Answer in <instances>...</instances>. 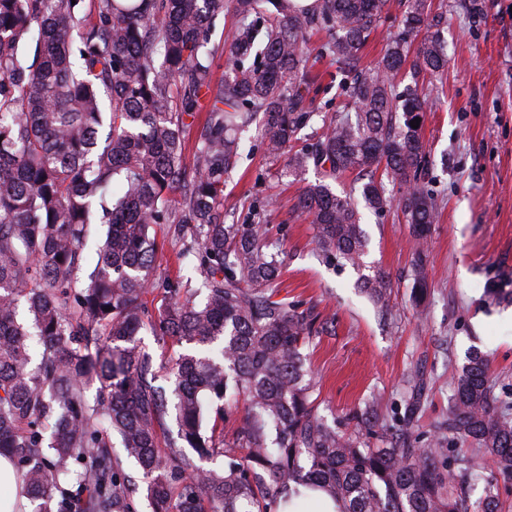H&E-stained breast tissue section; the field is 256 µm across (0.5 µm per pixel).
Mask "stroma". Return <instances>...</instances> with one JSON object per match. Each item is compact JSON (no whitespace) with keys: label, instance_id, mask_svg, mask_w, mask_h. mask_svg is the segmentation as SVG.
Wrapping results in <instances>:
<instances>
[{"label":"stroma","instance_id":"1","mask_svg":"<svg viewBox=\"0 0 512 512\" xmlns=\"http://www.w3.org/2000/svg\"><path fill=\"white\" fill-rule=\"evenodd\" d=\"M433 4L448 15V71L423 80L436 103L423 115L428 154L421 181L439 214L428 238L422 306L413 304L409 227L396 208L364 210L368 246L357 268L316 256L311 220L295 210L303 182H279L280 164L266 157L260 141L245 140L224 191V208L240 224L251 223L252 205L276 198L266 222L282 240L286 261L274 291L333 321L307 350L320 413L340 419L374 395L385 414L400 411L407 372L420 367L426 378L417 422L422 448L448 411L470 349L489 356L496 394L512 396V297L486 293L495 283L512 290V0ZM348 101L340 79L324 78L312 93L314 117L302 143ZM157 241V280H197L194 263L177 258L182 240L162 227ZM377 270L389 277V318L360 289L362 277Z\"/></svg>","mask_w":512,"mask_h":512}]
</instances>
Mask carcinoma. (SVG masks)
Wrapping results in <instances>:
<instances>
[{
  "instance_id": "1",
  "label": "carcinoma",
  "mask_w": 512,
  "mask_h": 512,
  "mask_svg": "<svg viewBox=\"0 0 512 512\" xmlns=\"http://www.w3.org/2000/svg\"><path fill=\"white\" fill-rule=\"evenodd\" d=\"M393 7L403 30L361 67ZM225 14L235 29L216 45L210 31ZM442 19L427 0H0V456L30 512H305L310 491L337 512H496L498 477H512V400L495 395L488 356L468 352L432 448L414 445L417 369L404 412L387 416L372 400L328 421L302 350L329 319L275 298L283 244L262 224L274 201L252 224L224 212L238 134L252 125L269 157L288 155L285 176L321 170L297 209L312 217L316 250L339 262L365 254L355 196L382 210L397 185L421 299L438 206L420 183L426 144L411 121L434 100L417 83L398 86L408 72L448 70L439 36L413 39ZM320 31L351 111L290 155L321 79L304 36ZM204 98L189 171L188 119ZM346 173L356 186L338 194ZM157 224L190 236L180 255L197 263L196 285L154 281ZM363 287L383 303L390 282L377 271ZM144 330L191 346L166 386ZM238 408L226 442L208 417ZM448 441L472 447L453 470ZM471 484L482 486L474 501Z\"/></svg>"
}]
</instances>
